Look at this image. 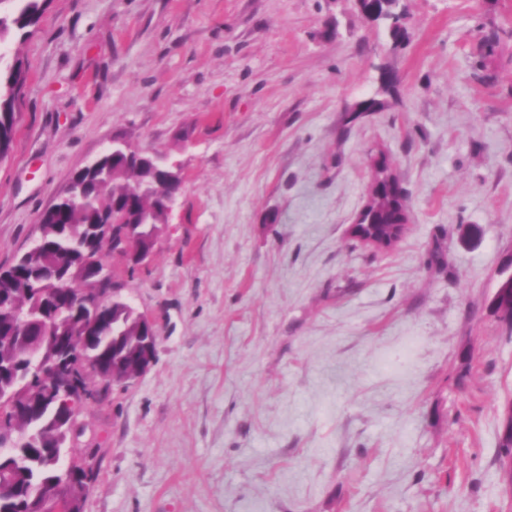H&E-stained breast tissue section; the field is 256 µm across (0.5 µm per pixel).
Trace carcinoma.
Here are the masks:
<instances>
[{"label": "carcinoma", "instance_id": "obj_1", "mask_svg": "<svg viewBox=\"0 0 512 512\" xmlns=\"http://www.w3.org/2000/svg\"><path fill=\"white\" fill-rule=\"evenodd\" d=\"M20 5L9 13L0 12V42L10 35L26 36L38 24L45 0H18ZM25 81V70L20 59L4 61L0 52V155L10 153L16 127L20 120L17 112L18 91ZM166 180V173L148 164L134 166L120 156H103L93 168L78 171L73 181L83 185L85 200L72 205L61 199L40 215L41 238L32 248L18 257L3 273L15 276L29 284L28 293L12 297L0 294V336L8 333L17 313H32V325L39 324L42 314L55 311L43 300L42 289L52 287L47 279L57 274L69 276L70 285L94 298L101 284L85 267L90 261L104 266L106 252L126 253L129 247L148 244L146 226L160 227L167 223L168 212L157 184ZM120 211L127 215L132 228L122 237L97 235L96 229ZM406 191L397 186L390 197L370 202L363 215L361 228L381 240H398L396 225L406 218ZM100 318L105 324L91 322L84 308L72 307L59 312V319L75 328H82L93 336L85 348L75 342L73 349L84 358L88 367L80 374L79 382L89 390V378H98L99 388L94 399L100 400L112 382L103 380L112 365L115 354L123 355L127 373L134 372L138 357V336L141 335L140 316L132 308L106 302ZM35 350L30 345L19 347L13 355L8 382L21 396L38 393L40 379L32 372ZM15 448L0 447V478L16 479V492L10 500H0V512H38L41 500L62 493L70 476L86 474L74 464L72 474L57 467L53 452L66 436L64 414L55 413L53 406L30 410L17 419Z\"/></svg>", "mask_w": 512, "mask_h": 512}]
</instances>
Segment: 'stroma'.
<instances>
[{"label": "stroma", "mask_w": 512, "mask_h": 512, "mask_svg": "<svg viewBox=\"0 0 512 512\" xmlns=\"http://www.w3.org/2000/svg\"><path fill=\"white\" fill-rule=\"evenodd\" d=\"M406 3L399 47L352 0H48L7 38L0 267L113 139L184 175L145 263L104 258L159 338L79 413L83 512H512V0ZM375 157L407 192L388 249L351 233ZM25 81V70L19 58L5 63L0 48V155L12 149L16 127L20 120L17 112L18 91ZM112 150L119 151L124 150L127 152L128 156H133L136 161H138L143 155L148 154L153 157L155 160H159L162 164L168 166V173L171 178L179 180L180 184L182 183L181 178V164L178 162H168L166 158L156 153H149L147 151L141 150L127 143L123 139H114L112 141ZM142 316V319L145 321L146 324V336H142V342L140 345V355L138 358L136 370L139 372V375L136 376L132 380H128L125 376L122 378V382L129 383L139 376L143 375L153 364L154 357H155V349L157 344V335L158 333L155 330L154 323L147 318L146 315L139 312Z\"/></svg>", "instance_id": "1"}]
</instances>
